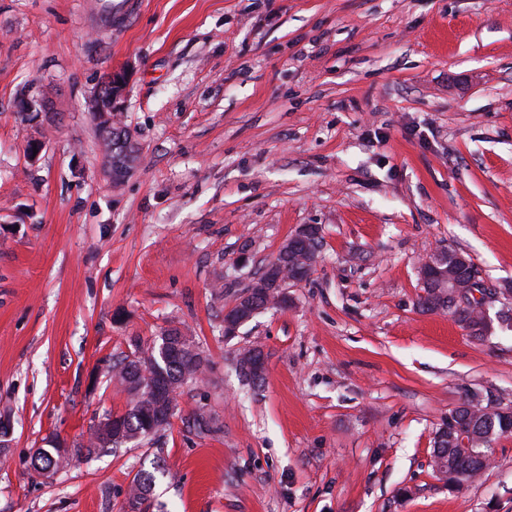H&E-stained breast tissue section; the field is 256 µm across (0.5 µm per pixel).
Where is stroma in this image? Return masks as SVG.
<instances>
[{
  "instance_id": "obj_1",
  "label": "stroma",
  "mask_w": 512,
  "mask_h": 512,
  "mask_svg": "<svg viewBox=\"0 0 512 512\" xmlns=\"http://www.w3.org/2000/svg\"><path fill=\"white\" fill-rule=\"evenodd\" d=\"M100 3L0 0V512H512V436L459 489L431 457L467 395L512 404V0H135L84 19ZM119 68L136 156L115 184L88 100ZM306 225L311 275L225 336ZM441 248L480 270L485 340L418 305ZM172 328L206 369L169 426L35 472L49 439L126 412L109 366ZM252 347L256 384L236 366ZM249 350H250V353L247 354V357L249 358V364H248L249 368L253 371V373H255L259 376H263L266 371V367H267V361H266L264 353L260 349H257V348H252ZM237 362H238V366H239V371L243 374V376L246 379L252 381L253 383L262 380V378L257 379L253 375V373L249 370V368L246 366L244 353L239 357Z\"/></svg>"
}]
</instances>
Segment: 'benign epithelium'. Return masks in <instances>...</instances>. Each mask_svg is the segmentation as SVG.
Returning a JSON list of instances; mask_svg holds the SVG:
<instances>
[{"label":"benign epithelium","instance_id":"obj_1","mask_svg":"<svg viewBox=\"0 0 512 512\" xmlns=\"http://www.w3.org/2000/svg\"><path fill=\"white\" fill-rule=\"evenodd\" d=\"M128 83L127 71L113 70L108 73L105 81L94 89L89 100L90 111L97 117L100 131L112 140V152L106 154V162L112 175V182L115 184L127 177L135 158V149L127 128L120 122L121 112L125 109ZM45 110L46 104L36 92L35 87H30L20 97V111L31 115ZM314 237L316 233L313 227L304 226L282 244L277 255L269 262L267 270L276 275L274 287L279 289L277 293L269 291V296L273 297L278 304L288 302V295L284 290L287 283L302 281L309 277L316 263V259L311 257ZM419 276L423 297L431 300L450 298L459 308L468 309L474 322L492 325L486 303L477 291L480 287V273L468 256L462 253L457 254L454 266L450 268L448 267V250H438L420 265ZM225 314L224 330L227 335L233 336L239 327L251 318L254 310L247 305H240L235 312L227 310ZM247 357L249 368L253 373L259 376L264 375L267 367L264 353L257 348H252ZM469 411L471 406L467 402L452 408L448 417L441 420L438 439L451 438L463 448L473 447L475 434L472 430L448 431L449 417L460 418Z\"/></svg>","mask_w":512,"mask_h":512}]
</instances>
